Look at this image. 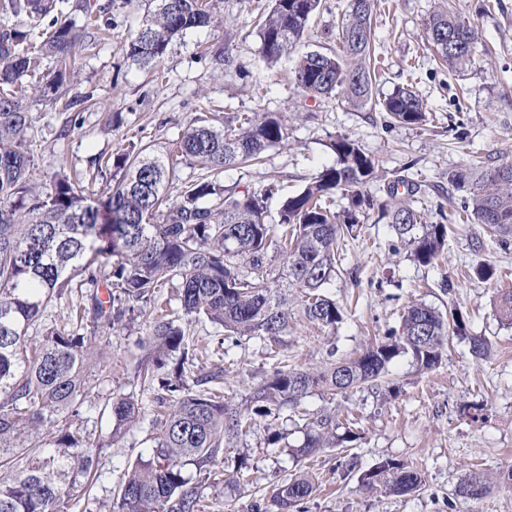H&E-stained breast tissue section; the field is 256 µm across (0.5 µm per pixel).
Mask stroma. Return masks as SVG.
<instances>
[{
    "mask_svg": "<svg viewBox=\"0 0 512 512\" xmlns=\"http://www.w3.org/2000/svg\"><path fill=\"white\" fill-rule=\"evenodd\" d=\"M110 25L108 36L81 52L64 85L66 96L92 94L95 104L80 115L75 129L65 130L61 107L39 101L31 91L20 98L31 126L26 134L33 154L27 187L46 197L60 174L95 175L92 196L105 199L114 185L106 162L117 150L146 148L168 152L195 119L217 109L233 117L246 112H275L288 126V143L269 148L262 166L227 170L219 179L259 189L278 186L280 197L299 192L336 156L329 143L338 136L356 140L379 159L381 181L367 191L387 202L384 184L405 175L419 185L416 199L432 213L448 217V252L444 260L423 266L388 225L373 219L360 224L347 241L336 281L327 293L345 305L347 316L335 332L323 333L303 316L293 318L284 341L288 365L316 368L333 356H351L385 330L399 328L411 299L445 311L459 309L469 334L492 344L488 359L476 360L469 343L453 340L442 362L430 372L416 371L409 357L389 367L393 394L362 389L328 400L305 399L311 414L352 412L359 437L349 451L361 469L385 458H397L425 477L422 488L405 496L361 489L357 475L338 468L337 449L306 459L291 456L303 441L301 424L279 419L283 442L269 444L264 424L253 427L244 441L248 482L240 487L209 484V512H265L275 486L298 469L309 468L324 479L320 490L304 501V512H512V489L494 488L472 500L459 496L461 477L470 469L495 474L512 467V328L494 309L498 290L512 289V251H503L484 225L465 223L457 212L461 197L448 191V173L476 157L488 163L512 162V0H455L476 31V52L456 71L441 68L424 44L423 31L437 0H378L372 18L373 47L379 77L373 87L381 99L396 87L410 88L423 101L430 119L421 125L387 122L383 113L349 104L343 96L313 99L290 77L292 59L276 66L259 65L261 40L256 16L270 0H211L216 21L188 32L174 42L168 59L148 69L126 55L130 35L147 12V0H94ZM350 0H326L311 22L297 53L334 52L337 25ZM117 112L120 122L107 124ZM481 262L500 269L498 279L481 282L473 269ZM148 326L134 318L117 332L100 334L111 360L94 364L98 379L85 395L81 421L88 430L108 437L112 419L103 414L106 399L133 396L145 408L143 418L101 453L102 475L94 502L71 501L69 512H112L113 491L126 467L152 451L157 416L153 393L134 383L141 356L140 338ZM190 340L208 347L214 360L233 361L224 381V398L243 403L251 389L276 367L263 339L226 338L222 327L206 317L188 323Z\"/></svg>",
    "mask_w": 512,
    "mask_h": 512,
    "instance_id": "35a3bbf8",
    "label": "stroma"
}]
</instances>
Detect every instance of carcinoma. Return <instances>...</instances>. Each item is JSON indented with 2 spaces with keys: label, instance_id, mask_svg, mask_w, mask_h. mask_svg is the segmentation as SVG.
<instances>
[{
  "label": "carcinoma",
  "instance_id": "obj_1",
  "mask_svg": "<svg viewBox=\"0 0 512 512\" xmlns=\"http://www.w3.org/2000/svg\"><path fill=\"white\" fill-rule=\"evenodd\" d=\"M140 28L127 44V55L144 67L169 56L171 44L187 32L215 21L209 0H150ZM322 0H272L259 25L261 58L273 65L301 41ZM0 8L37 21L50 13L53 0H3ZM375 0H351L338 26L341 51L310 52L295 62L296 86L312 97L340 93L357 107L372 105L397 122L421 125L423 103L399 87L378 103L372 101L370 59ZM32 26L0 31V512H69L79 495L91 496L99 479L102 443L82 425L81 398L89 389L92 355L110 358L96 342L100 329H119L135 307L151 306L156 288L179 282L187 316H205L230 336H258L284 345L293 305L321 330H336L344 308L324 288L338 273L339 246L360 224L363 208L373 206L367 186L380 179L379 160L358 142L338 136L330 142L336 163L324 168L304 189L285 199L276 213L269 200L276 184L261 189L227 188L218 175L227 169L257 165L263 153L288 143L285 120L275 113L254 112L219 123H192L177 143V156L200 171L170 201V156L146 150L118 151L112 168L119 174L103 200L87 194L81 182L59 177L44 199L26 188L32 156L26 144L31 125L15 86L28 77L42 84L34 92L58 100L76 52L86 45V31L63 23L40 46L56 59L48 79L37 73L30 48ZM428 44L453 70L472 56L475 33L468 20L440 3L425 29ZM417 185L406 176L387 183L391 205L378 207L377 221L395 232L420 265L435 263L448 247V225L423 221L421 212L398 197ZM448 186L461 193L466 219L487 226L500 248H512V162L476 164L448 172ZM349 201L336 212L335 195ZM279 259V264L272 262ZM110 269L102 271V263ZM93 288L90 302L73 308L70 322L43 326L31 336L46 308L62 299L75 279ZM108 299L99 296V288ZM495 312L512 327V290L498 294ZM456 310L443 314L411 302L400 329L368 344L354 357L323 368L282 365L252 388L243 408L224 401V376L234 363L213 364L188 383L185 364L210 358L209 350L189 343L179 318H151L146 356L134 378L157 390L155 407L163 417L154 431L149 458H137L114 491L113 512H207L204 482H192L186 466L207 476L225 463L251 426L266 422L268 440L284 433L275 421L286 408L305 421L303 442L290 449L311 456L358 438L352 422L336 414L316 417L301 410L314 394L329 398L355 389L381 386L389 366L408 355L420 371L441 361L447 341L464 330ZM142 404L130 396L112 398L114 442L139 419ZM343 433H337L338 429ZM422 473L397 458H386L359 475L368 491L389 495L414 493ZM316 473L300 471L282 481L265 512H293L318 488ZM491 482L481 470L464 474L458 493L481 499Z\"/></svg>",
  "mask_w": 512,
  "mask_h": 512
}]
</instances>
